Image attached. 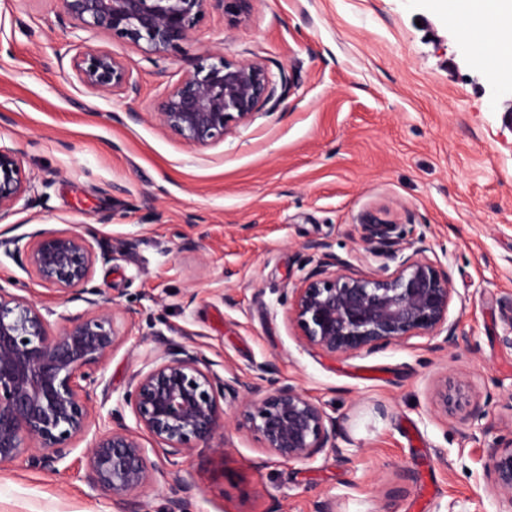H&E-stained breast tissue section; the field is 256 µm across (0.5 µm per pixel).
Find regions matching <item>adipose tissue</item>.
Segmentation results:
<instances>
[{
  "instance_id": "1",
  "label": "adipose tissue",
  "mask_w": 512,
  "mask_h": 512,
  "mask_svg": "<svg viewBox=\"0 0 512 512\" xmlns=\"http://www.w3.org/2000/svg\"><path fill=\"white\" fill-rule=\"evenodd\" d=\"M453 14L463 16L469 43L483 44L486 70L512 69V0H453Z\"/></svg>"
}]
</instances>
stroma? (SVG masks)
<instances>
[{
    "mask_svg": "<svg viewBox=\"0 0 512 512\" xmlns=\"http://www.w3.org/2000/svg\"><path fill=\"white\" fill-rule=\"evenodd\" d=\"M62 16L56 0H0V143L20 152L37 198L17 233L94 224L112 253L92 279L119 335L104 385L125 391L154 333L189 336L218 367L273 364L340 428L335 449L285 463L227 426L214 449L156 458L139 512H162L173 475L191 512H504L483 467L512 436V347L500 339L512 314V84L472 65L443 0H254L232 29L211 11L165 60ZM98 47L124 61L135 92L77 81L75 58ZM209 50L261 62L278 104L200 150L154 110ZM369 211L448 269L458 344L414 337L349 357L304 346L287 318L309 270L302 246L328 242L383 274L362 241ZM0 277L54 328L92 311L2 252ZM444 378L465 386L478 426L437 409ZM109 412L55 468L0 465V512H116L86 466Z\"/></svg>",
    "mask_w": 512,
    "mask_h": 512,
    "instance_id": "obj_1",
    "label": "stroma"
}]
</instances>
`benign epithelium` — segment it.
<instances>
[{"mask_svg": "<svg viewBox=\"0 0 512 512\" xmlns=\"http://www.w3.org/2000/svg\"><path fill=\"white\" fill-rule=\"evenodd\" d=\"M253 0H61L73 24L117 38L148 56L167 59L214 10L228 27L244 22ZM78 82L100 96L133 88L124 62L101 47L75 59ZM274 96L265 67L258 61H232L217 50L205 52L157 105L155 119L186 143L206 149L250 121ZM31 178L18 150L0 144V224L35 205ZM362 241L374 253L395 262L393 272L363 277L311 241L313 267L292 288L288 318L304 344L333 356L370 352L413 337L443 336L457 343L456 325L448 321L455 288L441 262L423 253L426 247L392 236L396 224L366 215ZM99 232L36 229L0 237V249L25 263L35 278L60 297L88 294L95 307L56 330L36 304L0 284V465L26 457L31 466L54 468L95 421L94 398L99 370L118 344L114 314L93 299L95 265L107 259L96 250ZM147 370L135 373L116 400V425L100 433L86 454L94 483L112 496L120 512H138L135 498L157 482V467L148 451L168 458L186 457L209 448L229 421L258 435L264 448L284 462L309 461L336 448V419L293 384L271 377L270 363L250 373L228 369L221 375L199 348L158 334L146 355ZM239 405L234 418L224 404ZM470 400L459 384L440 382L437 407L464 410ZM133 413L138 430L122 422ZM155 446L147 449L144 438ZM485 477L512 512V439L488 455ZM186 487L177 476L169 484L163 512H188Z\"/></svg>", "mask_w": 512, "mask_h": 512, "instance_id": "1", "label": "benign epithelium"}]
</instances>
